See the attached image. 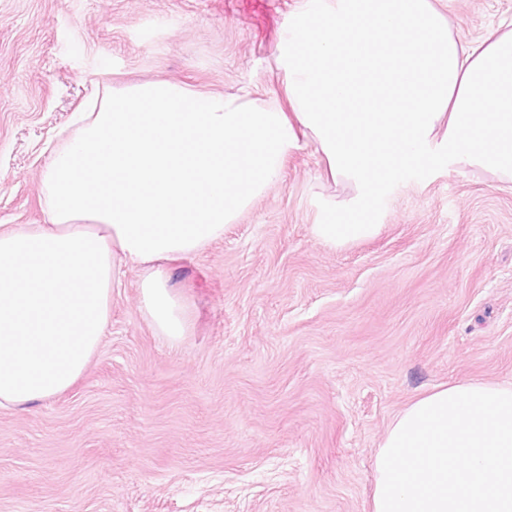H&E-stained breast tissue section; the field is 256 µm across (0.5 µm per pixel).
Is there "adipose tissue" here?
Returning <instances> with one entry per match:
<instances>
[{"label":"adipose tissue","instance_id":"obj_1","mask_svg":"<svg viewBox=\"0 0 512 512\" xmlns=\"http://www.w3.org/2000/svg\"><path fill=\"white\" fill-rule=\"evenodd\" d=\"M283 100L148 82L92 96L43 174L48 223L0 229V408L67 391L97 353L122 266L170 344V262L204 250L311 141L348 209L442 166L512 180V30L467 40L432 0H297Z\"/></svg>","mask_w":512,"mask_h":512}]
</instances>
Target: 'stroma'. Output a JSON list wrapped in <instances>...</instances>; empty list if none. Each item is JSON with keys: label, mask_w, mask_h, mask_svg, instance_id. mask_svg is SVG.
Masks as SVG:
<instances>
[{"label": "stroma", "mask_w": 512, "mask_h": 512, "mask_svg": "<svg viewBox=\"0 0 512 512\" xmlns=\"http://www.w3.org/2000/svg\"><path fill=\"white\" fill-rule=\"evenodd\" d=\"M295 0H0V225L45 221L48 142L96 85L166 80L269 99ZM455 33L512 0H450ZM347 188L312 147L224 236L171 265L179 345L141 309L136 267L78 382L0 409V512H371L392 418L442 384H512V185L414 173L379 233L330 247Z\"/></svg>", "instance_id": "stroma-1"}]
</instances>
